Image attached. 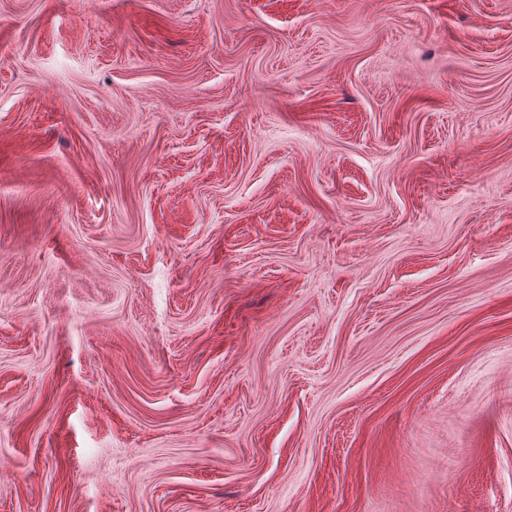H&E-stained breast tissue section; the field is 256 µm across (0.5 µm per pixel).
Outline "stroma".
Masks as SVG:
<instances>
[{
	"label": "stroma",
	"instance_id": "obj_1",
	"mask_svg": "<svg viewBox=\"0 0 512 512\" xmlns=\"http://www.w3.org/2000/svg\"><path fill=\"white\" fill-rule=\"evenodd\" d=\"M0 512H512V0H0Z\"/></svg>",
	"mask_w": 512,
	"mask_h": 512
}]
</instances>
